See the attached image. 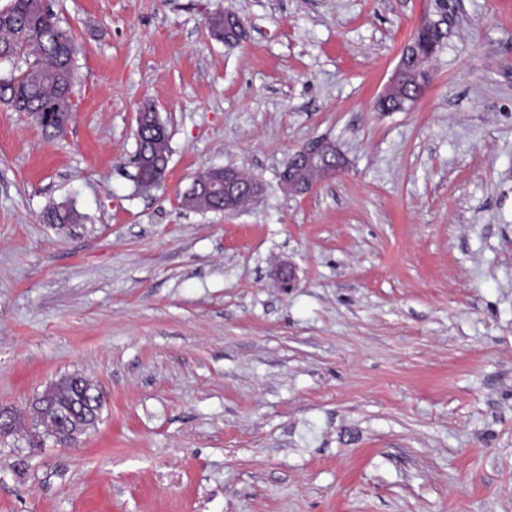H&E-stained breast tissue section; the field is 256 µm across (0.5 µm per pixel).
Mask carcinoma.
<instances>
[{"instance_id":"cac0c4a2","label":"carcinoma","mask_w":512,"mask_h":512,"mask_svg":"<svg viewBox=\"0 0 512 512\" xmlns=\"http://www.w3.org/2000/svg\"><path fill=\"white\" fill-rule=\"evenodd\" d=\"M414 38L425 47L417 66L405 71L392 89L390 99L378 98L381 112H393L396 105L406 99L413 100L424 90V74L432 71V62L442 43L441 33L423 24ZM78 45L72 33L61 28L49 13L44 0H11L10 6L0 9V62H24L19 74L0 78V104L15 112H25L35 119L50 137L65 131V123L71 120V95L76 79ZM155 109L143 106L137 117L136 135L139 141L137 169L144 180L141 187L147 189L159 183L167 170L170 155L169 132L165 124L156 123ZM237 202L240 208L247 204L250 193L261 184L238 171ZM183 206L202 211H219L224 201L213 199L203 190L189 189L182 196ZM50 219L56 224H72L78 221L76 211L61 205L53 208ZM86 379L70 377L53 384V390L35 398L33 421L40 427L52 421L56 413L69 406L77 391L89 388Z\"/></svg>"}]
</instances>
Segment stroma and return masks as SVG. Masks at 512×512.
Masks as SVG:
<instances>
[{
  "label": "stroma",
  "instance_id": "35a3bbf8",
  "mask_svg": "<svg viewBox=\"0 0 512 512\" xmlns=\"http://www.w3.org/2000/svg\"><path fill=\"white\" fill-rule=\"evenodd\" d=\"M47 3L77 80L59 137L0 106V407L72 374L105 404L0 445V512H512V0ZM426 22L429 85L377 111ZM319 139L345 168L288 193ZM217 167L258 202L182 207ZM237 25L236 18L232 13H225L224 18L221 19L219 16L215 15L211 18L209 23V29L211 35L217 39L224 41L225 30L232 33L231 29L234 30V35L236 38V42L241 41L245 36V27H241V29H237L234 27ZM155 109L146 104L137 117L136 135L139 141L137 152V169L141 171L144 180H140L142 188H151L159 183L167 170L170 155L169 132L166 125L157 124L154 117Z\"/></svg>",
  "mask_w": 512,
  "mask_h": 512
}]
</instances>
